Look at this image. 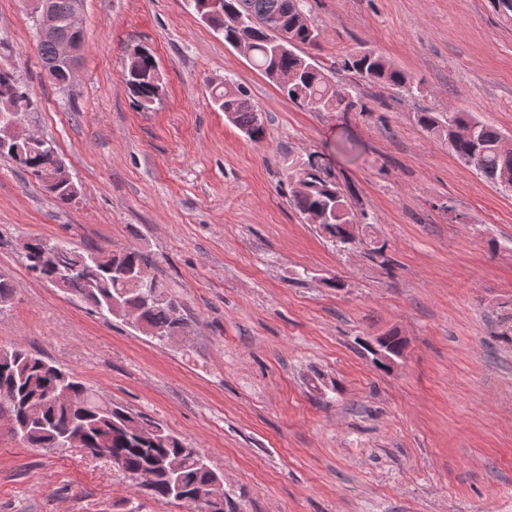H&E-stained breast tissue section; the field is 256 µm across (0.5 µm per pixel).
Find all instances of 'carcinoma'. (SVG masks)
<instances>
[{"instance_id":"carcinoma-1","label":"carcinoma","mask_w":512,"mask_h":512,"mask_svg":"<svg viewBox=\"0 0 512 512\" xmlns=\"http://www.w3.org/2000/svg\"><path fill=\"white\" fill-rule=\"evenodd\" d=\"M207 0H193L194 8L224 41L248 49V56L263 75L294 104L315 112H350L356 102L348 89L332 83L308 61L299 46H313L316 27L306 17L303 0H220L212 10ZM37 53L50 77L65 86L66 65L57 61L55 45L38 41ZM337 67L369 83L406 91L412 82L394 63L373 52L350 54ZM136 106L150 110L159 100L161 72L148 49L128 55L123 74ZM210 99L226 119L249 139L264 136L262 114L250 96L231 79L212 87ZM37 101L15 72L0 66V115L24 118ZM417 124L448 144L460 160L493 186L512 191V139L470 112H418ZM17 163L60 204L77 195L74 186L49 184L60 156L52 141L37 137L16 143L0 128V156ZM289 202L305 220L316 221L332 241L366 245L374 256L386 248L367 236L356 223L357 199L342 188L336 176L314 155L293 160L288 167ZM50 241L35 237L25 244L26 267L38 279L60 289L105 317L112 302L120 316L163 344L180 334L184 321L177 315V299L147 272L149 259L130 248L78 249L67 245L49 264L40 255ZM6 419L15 438L30 448L74 446L94 448L107 457L138 489L193 512H228L224 475L215 471L204 454L169 432L162 424L126 408L102 401L80 378L19 347H0V419Z\"/></svg>"}]
</instances>
